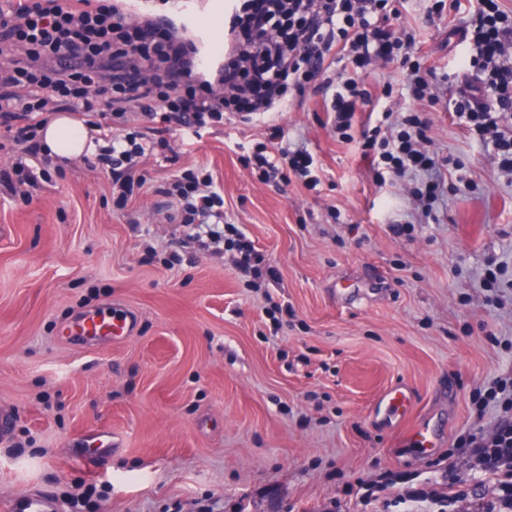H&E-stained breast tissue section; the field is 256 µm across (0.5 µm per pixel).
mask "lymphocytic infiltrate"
<instances>
[{
  "mask_svg": "<svg viewBox=\"0 0 512 512\" xmlns=\"http://www.w3.org/2000/svg\"><path fill=\"white\" fill-rule=\"evenodd\" d=\"M397 0H238L224 21L229 45L222 62L206 68L193 42L172 25L132 19L125 0H7L0 6V135L20 146L23 158L0 167V186L27 201L54 160L40 140L48 114L78 115L95 149L88 163L111 179L112 205L125 210L135 191L150 188L168 198V220L191 228L202 249L220 242L234 251L248 287L281 282L278 266L238 239L226 238L224 197L211 174L181 172L154 184L149 160L167 159L165 133L174 127L218 129L248 125L316 83L332 128L348 139L357 112L370 104L366 86L377 61H399L404 90L417 101L432 97L415 59V37L396 32ZM487 76L456 100L451 115L478 140L492 143L497 167L512 177V12L500 0H476L472 26L462 35ZM138 111L151 132L118 126ZM430 121L412 110H385L364 126L359 147L372 161L378 182L413 177V195L433 212L441 195L444 162L431 148ZM267 142L243 161L263 183L289 176L316 187L321 178L313 155L290 149L284 125L267 128ZM468 451L484 472L512 492V424L492 439L470 435Z\"/></svg>",
  "mask_w": 512,
  "mask_h": 512,
  "instance_id": "lymphocytic-infiltrate-1",
  "label": "lymphocytic infiltrate"
}]
</instances>
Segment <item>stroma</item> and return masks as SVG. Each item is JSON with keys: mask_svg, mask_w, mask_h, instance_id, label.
Masks as SVG:
<instances>
[{"mask_svg": "<svg viewBox=\"0 0 512 512\" xmlns=\"http://www.w3.org/2000/svg\"><path fill=\"white\" fill-rule=\"evenodd\" d=\"M428 7L406 0L400 22L438 97L400 106L426 113L448 161L440 223L416 213L411 181L376 183L363 114L340 140L312 92L249 126L176 136L152 166L158 181L208 166L228 222L281 272L268 293L231 254L182 247L167 199L113 209L86 161L52 169L27 203L0 188V508L93 483L84 512H512L463 445L512 422V178L450 115L481 76L459 37L469 0ZM271 124L314 153L316 189L244 167L235 143L265 142ZM274 302L288 305L275 335ZM93 311L134 316L131 336L60 335ZM394 386L437 448L375 412ZM103 431L112 453L94 472L75 458Z\"/></svg>", "mask_w": 512, "mask_h": 512, "instance_id": "35a3bbf8", "label": "stroma"}]
</instances>
